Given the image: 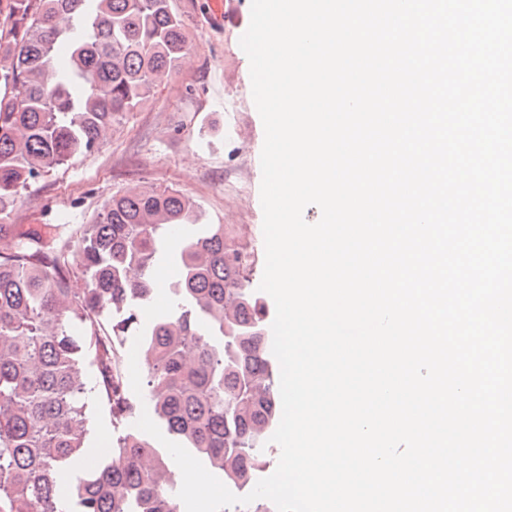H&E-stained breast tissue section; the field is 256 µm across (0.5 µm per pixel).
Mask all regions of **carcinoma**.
Masks as SVG:
<instances>
[{"mask_svg": "<svg viewBox=\"0 0 512 512\" xmlns=\"http://www.w3.org/2000/svg\"><path fill=\"white\" fill-rule=\"evenodd\" d=\"M0 18V512H184L168 457L130 428L128 336L140 337L143 386L170 439L250 486L269 464L280 369L224 225L154 188L118 191L65 231L13 220L27 185L93 152L189 51L172 0H0ZM169 252L167 308L145 321ZM88 393L115 431L94 454Z\"/></svg>", "mask_w": 512, "mask_h": 512, "instance_id": "obj_1", "label": "carcinoma"}]
</instances>
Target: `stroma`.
Masks as SVG:
<instances>
[{"label":"stroma","mask_w":512,"mask_h":512,"mask_svg":"<svg viewBox=\"0 0 512 512\" xmlns=\"http://www.w3.org/2000/svg\"><path fill=\"white\" fill-rule=\"evenodd\" d=\"M193 64L176 69L159 93L124 113L95 152L32 183L18 224H87L100 204L131 184L172 187L192 196L210 224L248 225L250 271L261 282L265 249L260 201L261 117L251 100L249 60L240 38L251 0H173Z\"/></svg>","instance_id":"stroma-1"}]
</instances>
